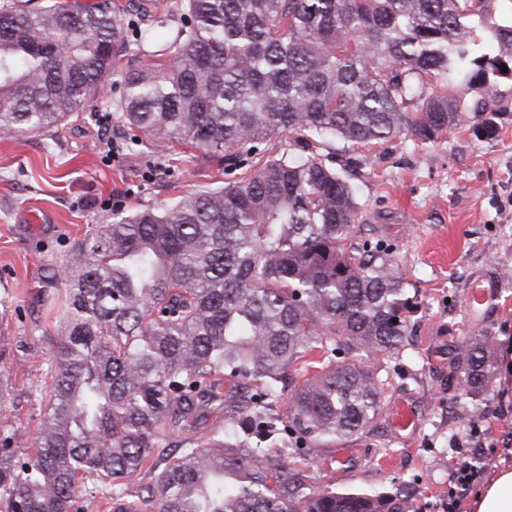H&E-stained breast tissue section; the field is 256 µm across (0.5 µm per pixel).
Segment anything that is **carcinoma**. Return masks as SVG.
<instances>
[{
	"label": "carcinoma",
	"mask_w": 512,
	"mask_h": 512,
	"mask_svg": "<svg viewBox=\"0 0 512 512\" xmlns=\"http://www.w3.org/2000/svg\"><path fill=\"white\" fill-rule=\"evenodd\" d=\"M28 2L0 0V134L69 123L117 73L121 122L158 150L185 143L244 172L117 216L63 262L34 458L0 433L6 512H85V475L103 483L86 506L108 494L113 512H408L405 492H316L288 470L306 445L374 423L387 379L371 362L407 349L413 311L389 250L350 244L361 206L321 149L434 143L475 122L512 77V21L483 43L474 20L495 0H179L178 15L126 0L140 15L129 33L114 0ZM286 134L308 152L255 160ZM491 340L449 364L473 397ZM314 354L317 373L293 385ZM209 412L224 423L200 434ZM156 452L166 464L136 507L125 481Z\"/></svg>",
	"instance_id": "obj_1"
}]
</instances>
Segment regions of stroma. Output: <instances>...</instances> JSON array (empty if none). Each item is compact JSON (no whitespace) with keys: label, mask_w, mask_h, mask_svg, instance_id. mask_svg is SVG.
<instances>
[{"label":"stroma","mask_w":512,"mask_h":512,"mask_svg":"<svg viewBox=\"0 0 512 512\" xmlns=\"http://www.w3.org/2000/svg\"><path fill=\"white\" fill-rule=\"evenodd\" d=\"M122 85L112 78L78 121L21 137L0 135V423L20 436L19 455L35 454L56 360L58 314L46 301L61 287L63 260L88 231L130 214L176 202L225 181L220 158L174 146L157 152L113 116ZM484 119L495 129L476 137L471 125L432 144L401 137L364 147L331 143L334 167L363 206L353 243L380 242L415 292L413 342L382 360L386 407L362 434L304 449L313 490L358 487L388 494L409 486V512H442L448 473L459 451L476 448L487 475L512 465V79H499ZM112 132V146L102 140ZM43 215L30 227L26 215ZM496 268L502 286L491 309L468 313L475 270ZM492 337L491 379L476 404L449 379L455 349ZM417 415L414 433L395 432L399 403Z\"/></svg>","instance_id":"1"}]
</instances>
